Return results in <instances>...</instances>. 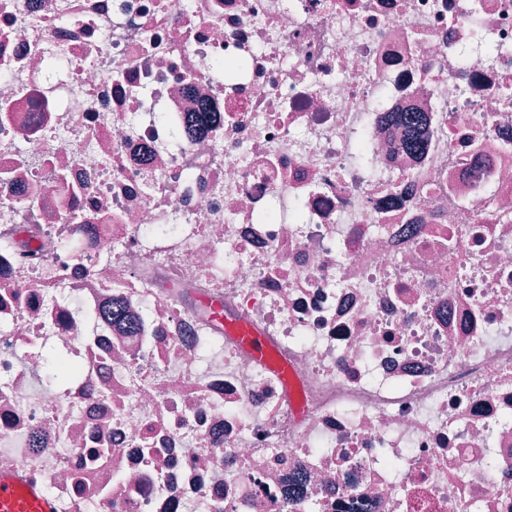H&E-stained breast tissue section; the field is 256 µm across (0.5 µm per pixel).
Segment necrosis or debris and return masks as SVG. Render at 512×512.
Listing matches in <instances>:
<instances>
[{"instance_id":"obj_1","label":"necrosis or debris","mask_w":512,"mask_h":512,"mask_svg":"<svg viewBox=\"0 0 512 512\" xmlns=\"http://www.w3.org/2000/svg\"><path fill=\"white\" fill-rule=\"evenodd\" d=\"M18 467L63 512H512V0H0ZM207 304L215 321L222 326L226 333L236 336L241 344L251 352L256 361L266 365L282 378H288L287 369L275 360L265 338L256 327L244 321L231 320L225 317L224 309L218 301H211Z\"/></svg>"}]
</instances>
